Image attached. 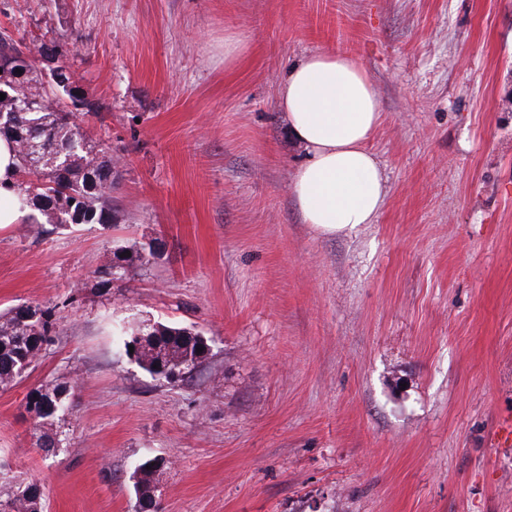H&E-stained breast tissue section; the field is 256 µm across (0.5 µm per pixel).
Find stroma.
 <instances>
[{
  "label": "stroma",
  "instance_id": "35a3bbf8",
  "mask_svg": "<svg viewBox=\"0 0 512 512\" xmlns=\"http://www.w3.org/2000/svg\"><path fill=\"white\" fill-rule=\"evenodd\" d=\"M1 31L60 39L122 178L109 227L0 228V314L67 303L0 390V483L135 512L132 473L162 456L158 512H512V0H0ZM314 52L355 59L382 109L384 203L335 237L301 220L277 106ZM154 239L101 288L113 244ZM146 319L211 338L193 377L115 357L112 327ZM60 382L49 465L25 402Z\"/></svg>",
  "mask_w": 512,
  "mask_h": 512
}]
</instances>
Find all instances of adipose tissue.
Returning a JSON list of instances; mask_svg holds the SVG:
<instances>
[{"mask_svg":"<svg viewBox=\"0 0 512 512\" xmlns=\"http://www.w3.org/2000/svg\"><path fill=\"white\" fill-rule=\"evenodd\" d=\"M277 104L305 155L289 184L304 223L325 237L373 223L386 186L368 147L381 104L365 71L343 55L309 54L289 69ZM18 165L14 143L0 137V227L24 223L30 212Z\"/></svg>","mask_w":512,"mask_h":512,"instance_id":"obj_1","label":"adipose tissue"}]
</instances>
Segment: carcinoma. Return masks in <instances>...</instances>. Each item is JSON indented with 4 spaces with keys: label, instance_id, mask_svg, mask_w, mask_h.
Returning a JSON list of instances; mask_svg holds the SVG:
<instances>
[{
    "label": "carcinoma",
    "instance_id": "1",
    "mask_svg": "<svg viewBox=\"0 0 512 512\" xmlns=\"http://www.w3.org/2000/svg\"><path fill=\"white\" fill-rule=\"evenodd\" d=\"M42 72L30 66L25 82L11 96L0 100V136L10 138L19 158V178L41 212L44 223L57 230L82 224L106 227L115 218L112 190L121 179L114 156L92 142L72 112H58L45 105L34 112H20L29 100L44 99ZM127 247L114 246V261L99 274L100 285L125 278L137 260L148 265L159 257L154 243L127 256ZM58 306L30 303L0 316V389L6 390L26 377L45 346L56 337ZM134 351H129V347ZM114 349L135 354L136 363L152 378L174 385L184 381L207 358L208 340L199 332L159 322L115 330ZM25 410L34 414L36 446L51 456L48 446L66 437L53 429L72 410L67 383L38 387L27 396ZM158 468L148 459L135 470L134 493L138 512H157L153 481ZM42 485L30 481L0 497V512H42Z\"/></svg>",
    "mask_w": 512,
    "mask_h": 512
}]
</instances>
